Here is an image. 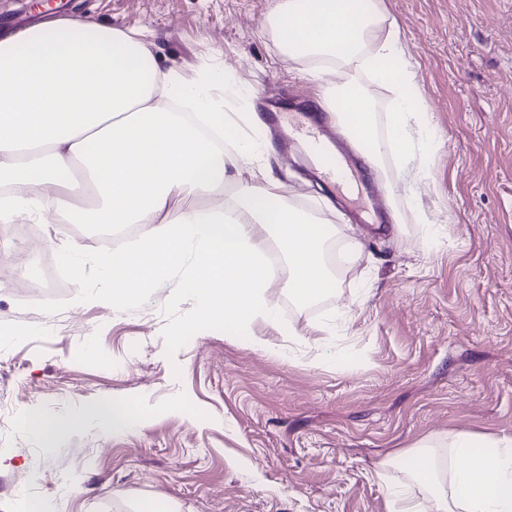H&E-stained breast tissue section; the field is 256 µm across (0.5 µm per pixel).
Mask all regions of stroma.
Returning a JSON list of instances; mask_svg holds the SVG:
<instances>
[{
  "mask_svg": "<svg viewBox=\"0 0 512 512\" xmlns=\"http://www.w3.org/2000/svg\"><path fill=\"white\" fill-rule=\"evenodd\" d=\"M415 72L433 140L414 190L393 184L380 236L350 225L334 185L279 149L242 177L276 178L293 204L361 252L302 306L287 275L279 321L189 328L199 310L187 253L121 308L94 225L63 236L58 213L15 218L0 270L19 257L71 272L18 296L0 280V512H131L144 496L178 512H388L379 463L425 436L512 434V0H379ZM78 17L140 34L167 69L203 77L229 111L317 106V64L282 54L272 0H0V17ZM349 309L337 317V307ZM109 399L145 416L122 432L82 426L52 442L25 415Z\"/></svg>",
  "mask_w": 512,
  "mask_h": 512,
  "instance_id": "obj_1",
  "label": "stroma"
}]
</instances>
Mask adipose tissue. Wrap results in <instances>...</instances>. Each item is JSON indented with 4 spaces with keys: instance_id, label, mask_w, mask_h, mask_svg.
Masks as SVG:
<instances>
[{
    "instance_id": "ef3b65f1",
    "label": "adipose tissue",
    "mask_w": 512,
    "mask_h": 512,
    "mask_svg": "<svg viewBox=\"0 0 512 512\" xmlns=\"http://www.w3.org/2000/svg\"><path fill=\"white\" fill-rule=\"evenodd\" d=\"M270 25L283 54L321 57L324 70L343 78L342 87H324L318 104L361 146L364 165L378 176L384 169L373 104L356 77L365 73L398 88L389 145L408 168L410 122L424 107L404 92L413 73L374 0H276ZM170 98L225 127L222 107L203 84L163 70L143 41L121 31L69 20L1 39L0 182L15 194L0 200V218L16 214L20 194L35 191L71 218L86 214L101 227L147 225L130 253L103 259L112 279L107 299L117 308L195 248L186 286L202 304L192 321L201 330L277 320V304L266 295L273 243L288 258L294 299L319 300L329 280L325 225L289 205L272 179L263 186L237 181L233 203H219L229 168L251 164L267 144L240 139L235 154L219 151L167 106ZM201 197L207 205H198ZM78 419L112 431L143 421L109 400L84 407ZM448 449L445 473L428 438L392 456L404 478L386 488L389 512H512V435L454 432Z\"/></svg>"
}]
</instances>
